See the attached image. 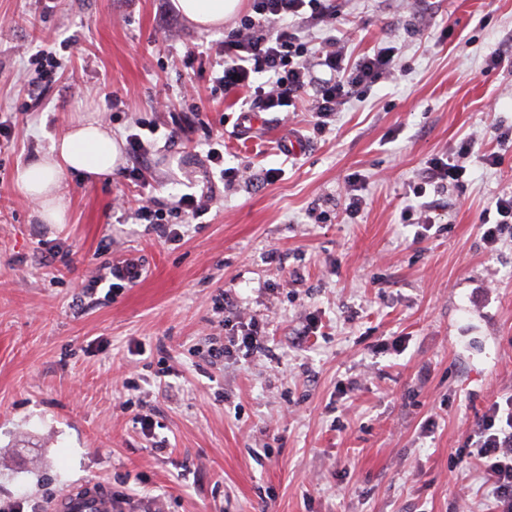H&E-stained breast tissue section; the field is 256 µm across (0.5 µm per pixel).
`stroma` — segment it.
I'll list each match as a JSON object with an SVG mask.
<instances>
[{
	"instance_id": "stroma-1",
	"label": "stroma",
	"mask_w": 512,
	"mask_h": 512,
	"mask_svg": "<svg viewBox=\"0 0 512 512\" xmlns=\"http://www.w3.org/2000/svg\"><path fill=\"white\" fill-rule=\"evenodd\" d=\"M348 57L395 47L393 77L356 92L329 129L254 110L213 82L219 30L172 0H0V503L50 512L99 482L119 512H491L467 441L512 394V238L480 226L512 195V0H345ZM61 65L37 103L29 57ZM205 105L238 168L176 243L115 201L165 208L219 168L203 132L167 143L172 111ZM152 146L144 184L65 174L67 219L38 223L16 170L80 113ZM475 146L462 182L427 187V159ZM501 157L489 165V154ZM356 175L366 204L344 211ZM439 201L428 231L406 206ZM140 281L98 301L113 261ZM230 294L236 306L218 309ZM319 319L304 346L294 331ZM266 327L265 350L209 363L219 321ZM158 422L154 436L136 424ZM164 442L156 451L155 442Z\"/></svg>"
}]
</instances>
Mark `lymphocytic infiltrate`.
I'll return each instance as SVG.
<instances>
[{"instance_id": "f902f5d3", "label": "lymphocytic infiltrate", "mask_w": 512, "mask_h": 512, "mask_svg": "<svg viewBox=\"0 0 512 512\" xmlns=\"http://www.w3.org/2000/svg\"><path fill=\"white\" fill-rule=\"evenodd\" d=\"M342 16L340 0H252V12L240 20L219 46L220 73L215 83L224 91L252 89L241 103V120L254 109L280 111L310 98L315 129L324 130L329 118L357 89L369 88L396 67L392 48L346 64L336 37L323 48L310 49L302 37L307 26H335ZM328 71L317 81L314 68ZM468 455L481 466L494 500V512H512V395L490 404L470 443Z\"/></svg>"}]
</instances>
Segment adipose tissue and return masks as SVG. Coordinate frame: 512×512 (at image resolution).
<instances>
[{
  "instance_id": "1",
  "label": "adipose tissue",
  "mask_w": 512,
  "mask_h": 512,
  "mask_svg": "<svg viewBox=\"0 0 512 512\" xmlns=\"http://www.w3.org/2000/svg\"><path fill=\"white\" fill-rule=\"evenodd\" d=\"M242 0H172L183 17L202 29L223 26L235 15ZM122 161V142L111 129L89 112L73 120L54 139L50 150L19 167L16 184L28 198L38 201L37 218L43 224H62L66 210L59 196L62 176L68 172L100 176L112 173Z\"/></svg>"
}]
</instances>
